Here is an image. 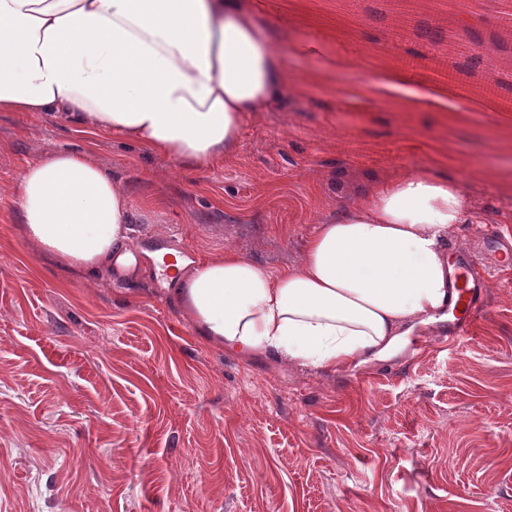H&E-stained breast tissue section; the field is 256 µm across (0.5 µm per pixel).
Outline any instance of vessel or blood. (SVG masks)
<instances>
[{
    "mask_svg": "<svg viewBox=\"0 0 512 512\" xmlns=\"http://www.w3.org/2000/svg\"><path fill=\"white\" fill-rule=\"evenodd\" d=\"M484 252L474 255L461 250L454 256L452 273L453 295L448 301L455 320L443 332L439 340L454 343L464 337L472 324L485 309V295L491 269L499 261H506L512 267V239L501 236L495 230H485L483 234Z\"/></svg>",
    "mask_w": 512,
    "mask_h": 512,
    "instance_id": "vessel-or-blood-1",
    "label": "vessel or blood"
}]
</instances>
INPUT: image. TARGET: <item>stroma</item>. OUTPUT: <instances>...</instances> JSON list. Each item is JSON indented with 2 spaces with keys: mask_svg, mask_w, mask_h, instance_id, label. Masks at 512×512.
Returning <instances> with one entry per match:
<instances>
[{
  "mask_svg": "<svg viewBox=\"0 0 512 512\" xmlns=\"http://www.w3.org/2000/svg\"><path fill=\"white\" fill-rule=\"evenodd\" d=\"M297 73L335 53L337 84L377 83L348 107L317 84L245 122L237 153L188 170L80 126L0 112V512H512V270L459 343L411 346L355 370L242 360L196 336L167 273L89 275L20 232L26 163L66 147L108 170L132 206L137 250L196 259L237 250L296 266L318 224L368 188L421 167L462 180L472 249L482 227L512 236V109L441 77H408L427 40L371 19L375 0H254ZM444 107L397 105L402 79Z\"/></svg>",
  "mask_w": 512,
  "mask_h": 512,
  "instance_id": "stroma-1",
  "label": "stroma"
}]
</instances>
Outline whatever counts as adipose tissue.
Returning <instances> with one entry per match:
<instances>
[{
    "instance_id": "obj_1",
    "label": "adipose tissue",
    "mask_w": 512,
    "mask_h": 512,
    "mask_svg": "<svg viewBox=\"0 0 512 512\" xmlns=\"http://www.w3.org/2000/svg\"><path fill=\"white\" fill-rule=\"evenodd\" d=\"M325 73L294 77L249 0H0V112L60 117L191 169L222 163L251 113ZM14 204L56 263L108 275L162 262L135 255L129 198L84 153L27 164ZM468 212L460 182L420 169L319 224L299 265L271 273L232 249L182 258L174 295L197 335L242 359L354 370L447 320L446 241Z\"/></svg>"
}]
</instances>
